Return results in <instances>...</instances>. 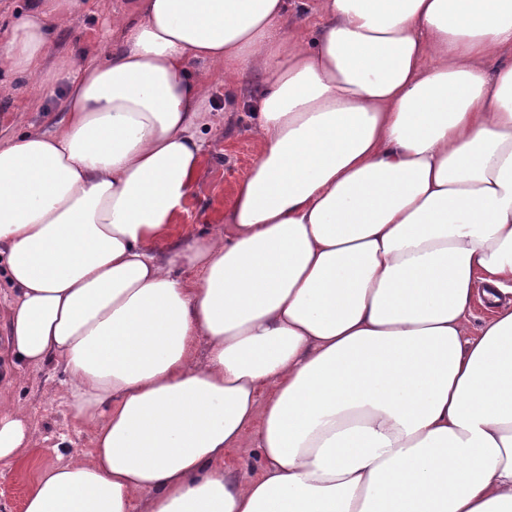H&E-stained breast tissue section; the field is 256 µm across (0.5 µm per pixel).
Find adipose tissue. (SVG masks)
I'll use <instances>...</instances> for the list:
<instances>
[{"label":"adipose tissue","instance_id":"adipose-tissue-1","mask_svg":"<svg viewBox=\"0 0 512 512\" xmlns=\"http://www.w3.org/2000/svg\"><path fill=\"white\" fill-rule=\"evenodd\" d=\"M73 4L13 27L30 86ZM112 28L58 63L55 128L0 144L10 366L61 364L91 429L24 512H512V0H135ZM193 61L263 78L261 149L223 223L177 236ZM32 439L0 403V466ZM241 448L235 462L236 473L240 480L249 481L258 474L261 468V459L253 448L251 433L244 437Z\"/></svg>","mask_w":512,"mask_h":512}]
</instances>
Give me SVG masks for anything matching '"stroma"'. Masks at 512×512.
Wrapping results in <instances>:
<instances>
[{
  "instance_id": "35a3bbf8",
  "label": "stroma",
  "mask_w": 512,
  "mask_h": 512,
  "mask_svg": "<svg viewBox=\"0 0 512 512\" xmlns=\"http://www.w3.org/2000/svg\"><path fill=\"white\" fill-rule=\"evenodd\" d=\"M133 0H77L71 24L56 31L48 48V64L65 59L83 67L105 59L116 46L112 17L129 12ZM190 75L207 84L205 106L210 127L201 140L205 161L176 225V234H199L224 221L236 187L256 162L260 142L253 132L252 111L263 88L261 79L239 87L224 83L211 65L190 63ZM63 110L62 96L24 85L9 71L0 55V141L27 128H51ZM71 378L55 364L31 365L21 370L13 385H0V401L19 407L34 432V443L13 465L0 467V512H24V501L40 470L57 463L56 446L68 439L84 447L89 427L77 424L66 405Z\"/></svg>"
}]
</instances>
